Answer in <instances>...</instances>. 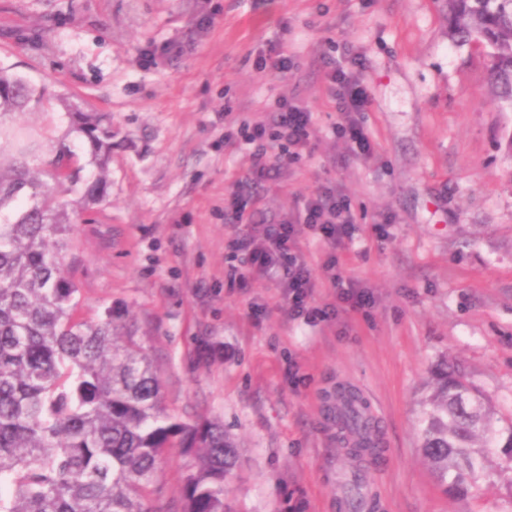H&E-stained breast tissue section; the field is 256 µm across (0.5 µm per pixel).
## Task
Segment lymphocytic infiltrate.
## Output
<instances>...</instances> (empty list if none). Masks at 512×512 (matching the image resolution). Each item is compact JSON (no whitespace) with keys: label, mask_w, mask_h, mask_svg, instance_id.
Returning a JSON list of instances; mask_svg holds the SVG:
<instances>
[{"label":"lymphocytic infiltrate","mask_w":512,"mask_h":512,"mask_svg":"<svg viewBox=\"0 0 512 512\" xmlns=\"http://www.w3.org/2000/svg\"><path fill=\"white\" fill-rule=\"evenodd\" d=\"M322 64L337 100L341 139L355 155H371L372 143L360 119L368 100L366 87L337 66L335 58L324 56ZM313 124L312 111L298 99L278 102L266 121L254 122L245 116L238 119L235 145L246 155L245 181L251 191L245 194L233 189L231 203L224 208V227L231 247L225 281L228 287L243 288L259 278L275 279L291 321L325 327L373 302L371 292L345 284L338 270L336 247L343 240L353 239L357 231L346 194L336 186L323 187L287 221L278 224H262L245 216L255 200L254 189L276 180L292 164L313 153ZM308 239L324 248V279L335 292L333 302L322 306L315 303L318 279L303 250Z\"/></svg>","instance_id":"lymphocytic-infiltrate-1"}]
</instances>
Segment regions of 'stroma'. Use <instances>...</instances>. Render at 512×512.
Listing matches in <instances>:
<instances>
[{"label":"stroma","instance_id":"stroma-1","mask_svg":"<svg viewBox=\"0 0 512 512\" xmlns=\"http://www.w3.org/2000/svg\"><path fill=\"white\" fill-rule=\"evenodd\" d=\"M445 30L438 0H0V65L112 118L107 197L76 228L71 275L86 316L124 311L167 412L236 436L231 512H339L355 473L371 512H512L504 457L454 500L418 452L417 400L440 360L512 420V108L491 95L483 50ZM272 43L290 73L259 69ZM325 54L365 59L374 158L334 133ZM279 99L310 107L315 151L261 191V219L337 184L359 226L338 268L374 304L331 328L289 321L275 281L224 285V198L246 168L224 129ZM341 387L376 407L377 459L351 458L325 420Z\"/></svg>","mask_w":512,"mask_h":512}]
</instances>
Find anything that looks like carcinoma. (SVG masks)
Returning a JSON list of instances; mask_svg holds the SVG:
<instances>
[{"label": "carcinoma", "instance_id": "1", "mask_svg": "<svg viewBox=\"0 0 512 512\" xmlns=\"http://www.w3.org/2000/svg\"><path fill=\"white\" fill-rule=\"evenodd\" d=\"M456 44L485 46L489 80L512 104V0H439ZM64 108L57 136L14 116ZM87 145L88 160L70 169ZM112 119L0 66V512H163L154 502L170 449L187 458L183 512H228L240 445L217 419L163 408V380L119 314H81L68 272L74 222L102 202ZM91 167L90 179L81 172ZM352 453L373 449L356 392L336 395ZM420 452L435 482L466 497L495 449L512 460V422L439 366L418 401Z\"/></svg>", "mask_w": 512, "mask_h": 512}]
</instances>
